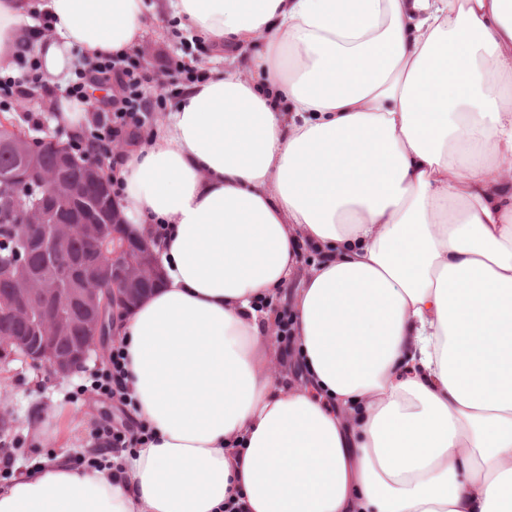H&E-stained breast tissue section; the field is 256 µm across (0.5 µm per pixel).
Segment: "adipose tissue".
<instances>
[{"mask_svg":"<svg viewBox=\"0 0 512 512\" xmlns=\"http://www.w3.org/2000/svg\"><path fill=\"white\" fill-rule=\"evenodd\" d=\"M38 14L59 83L164 14L261 48L114 172L133 234L170 227L116 328L151 441L73 468L58 407L0 512H512V0H0V70ZM304 243L282 388L259 301Z\"/></svg>","mask_w":512,"mask_h":512,"instance_id":"obj_1","label":"adipose tissue"}]
</instances>
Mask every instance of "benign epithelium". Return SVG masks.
<instances>
[{
  "instance_id": "1",
  "label": "benign epithelium",
  "mask_w": 512,
  "mask_h": 512,
  "mask_svg": "<svg viewBox=\"0 0 512 512\" xmlns=\"http://www.w3.org/2000/svg\"><path fill=\"white\" fill-rule=\"evenodd\" d=\"M23 184L13 192L18 215L16 234L18 247L6 258L0 256V277H11L20 287L15 299L0 308L15 318L26 320L34 329L33 336H10L0 333V361L13 355L23 356L29 363L49 368L57 377L67 378L93 351L105 352L107 322H116L147 293V285L161 279L151 238L133 240L124 233H112V240L97 235L92 219L61 218L29 198L35 187L49 198L68 202L82 193L84 186L66 182L53 172L37 169L32 163L20 177ZM97 250V262L84 288L74 293L71 288L70 266L61 268L54 278L44 284H32L30 268L24 249L28 248L27 233L37 227L42 245L58 254L67 250L74 236L76 224ZM79 307L84 336L82 343L69 351L58 347L74 318V307Z\"/></svg>"
}]
</instances>
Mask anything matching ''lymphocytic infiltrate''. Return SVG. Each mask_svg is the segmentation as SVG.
Returning <instances> with one entry per match:
<instances>
[{
    "mask_svg": "<svg viewBox=\"0 0 512 512\" xmlns=\"http://www.w3.org/2000/svg\"><path fill=\"white\" fill-rule=\"evenodd\" d=\"M19 73L0 75V108H9L21 98H34L47 92L39 63L27 47L17 51ZM170 78L158 82L156 76L139 61L136 53H104L86 61L76 70L63 90L67 99L89 105V117L68 138L70 150L77 156L99 162L112 161V145L122 138L140 139L151 130L155 113L165 110L168 100L181 93L184 83L205 80L204 71L187 67L182 61L167 59ZM125 352L113 346L107 364L93 370L88 384L77 385L73 398L86 391L132 407ZM142 423L117 427L109 423L94 432L98 448L108 452H129L147 436Z\"/></svg>",
    "mask_w": 512,
    "mask_h": 512,
    "instance_id": "lymphocytic-infiltrate-1",
    "label": "lymphocytic infiltrate"
}]
</instances>
